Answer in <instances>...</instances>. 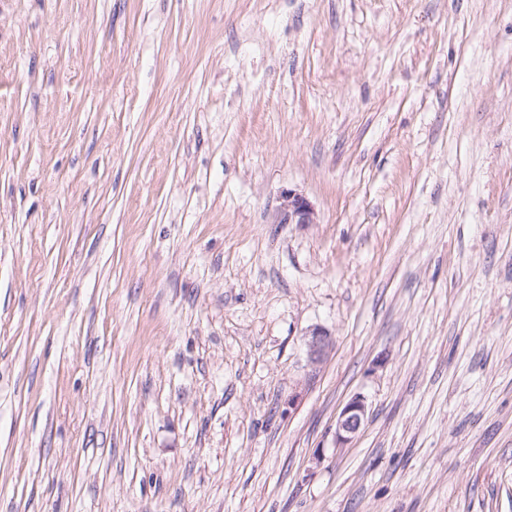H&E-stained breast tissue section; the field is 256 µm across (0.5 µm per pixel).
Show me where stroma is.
Returning a JSON list of instances; mask_svg holds the SVG:
<instances>
[{
    "label": "stroma",
    "instance_id": "stroma-1",
    "mask_svg": "<svg viewBox=\"0 0 512 512\" xmlns=\"http://www.w3.org/2000/svg\"><path fill=\"white\" fill-rule=\"evenodd\" d=\"M0 512H512V0H0ZM279 210L284 224L316 223L315 212L309 201L293 190H288L281 195ZM330 344V337L322 328H314L305 335L308 365L312 369H317L324 362ZM367 415V405L363 396H353L341 411L334 432V445L345 447L359 432Z\"/></svg>",
    "mask_w": 512,
    "mask_h": 512
}]
</instances>
